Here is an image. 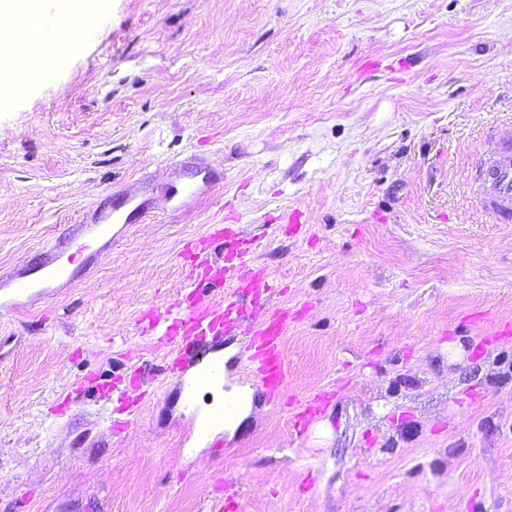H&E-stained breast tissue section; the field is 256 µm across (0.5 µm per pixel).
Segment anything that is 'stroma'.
<instances>
[{
  "label": "stroma",
  "instance_id": "35a3bbf8",
  "mask_svg": "<svg viewBox=\"0 0 512 512\" xmlns=\"http://www.w3.org/2000/svg\"><path fill=\"white\" fill-rule=\"evenodd\" d=\"M0 102V274L153 187L81 278L0 307V512H512V215L473 195L512 137V0H98ZM219 175L168 210L185 164ZM301 211L303 225L287 219ZM221 224L295 313L282 404L197 446L141 314ZM140 378L132 427L91 388ZM333 397L328 437L295 403ZM325 398V396H317L314 399L307 401L303 406V410L297 414L294 429L299 436L307 432L310 425L320 414L321 405Z\"/></svg>",
  "mask_w": 512,
  "mask_h": 512
}]
</instances>
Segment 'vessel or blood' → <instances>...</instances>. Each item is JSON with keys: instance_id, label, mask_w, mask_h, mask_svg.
Returning a JSON list of instances; mask_svg holds the SVG:
<instances>
[{"instance_id": "1", "label": "vessel or blood", "mask_w": 512, "mask_h": 512, "mask_svg": "<svg viewBox=\"0 0 512 512\" xmlns=\"http://www.w3.org/2000/svg\"><path fill=\"white\" fill-rule=\"evenodd\" d=\"M24 41L58 43L61 34L55 12L44 6L38 24L23 35ZM215 175L205 166L196 167L184 185L174 188L170 196L173 213L186 211L195 200L210 192ZM483 208L492 214L512 211V145L497 146L484 171L479 193ZM150 216L149 188L141 186L86 211L77 222L74 238L56 243L47 250L44 260L24 272L0 281L9 293L6 308L21 309L22 298H38L57 283L73 281L84 267L86 253L93 246L111 247L117 238V225L145 222ZM223 248L226 256L246 259L254 244L225 233L222 225H212L201 239L187 242L181 257L186 263V292L164 306H149L142 314L155 329L157 342L164 349L161 372L183 376L181 395L186 407H193L199 392L206 388L224 389L223 401L209 413L192 415L190 423L199 433L231 422L239 400L225 390L224 380L232 371L242 369L267 402L278 403L287 380L283 339L293 314L285 308L270 310L249 331L246 346L225 363L220 352L224 338L238 323L245 302L260 303L273 289L270 275L263 270L242 274L240 268L209 261L207 248ZM322 397L307 401L297 415L294 429L304 434L321 412Z\"/></svg>"}]
</instances>
